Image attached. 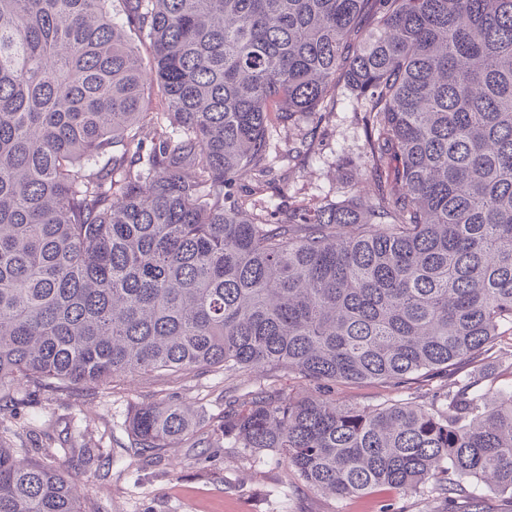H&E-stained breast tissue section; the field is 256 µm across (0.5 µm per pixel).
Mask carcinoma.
<instances>
[{
	"label": "carcinoma",
	"mask_w": 512,
	"mask_h": 512,
	"mask_svg": "<svg viewBox=\"0 0 512 512\" xmlns=\"http://www.w3.org/2000/svg\"><path fill=\"white\" fill-rule=\"evenodd\" d=\"M121 2L0 0V399L286 366L314 391L228 401L229 447L342 498L431 481L448 512H480L472 480L512 496V384L380 408L322 393L475 359L512 374V0ZM341 81L375 194L238 199L274 181L273 132L328 119ZM195 423L136 409V455ZM0 512H82L76 477L0 439Z\"/></svg>",
	"instance_id": "1"
}]
</instances>
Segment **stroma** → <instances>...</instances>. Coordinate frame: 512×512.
I'll list each match as a JSON object with an SVG mask.
<instances>
[{"label":"stroma","instance_id":"obj_1","mask_svg":"<svg viewBox=\"0 0 512 512\" xmlns=\"http://www.w3.org/2000/svg\"><path fill=\"white\" fill-rule=\"evenodd\" d=\"M328 123L313 127L308 115L281 129L272 140L278 182L244 191L275 205L281 201L315 206L358 193L368 197L377 181L367 162L366 136L353 117L346 90ZM314 131V151L303 164L287 159L288 140ZM300 395L311 385L296 372L249 369L227 373L208 368L174 377L142 375L113 378L106 386L76 385L47 391L35 385L17 387L14 399L0 408V435L15 448L38 449V458L75 475L85 512H379L395 502L400 512H443L432 485L403 495L388 487L361 496L338 498L309 489L296 470L277 453L255 458L227 447L218 428L224 402L263 386ZM436 381H411L395 390L375 382H340L329 396L353 406H383L396 400L424 401ZM179 402L196 414V425L161 461L133 457L128 421L141 405ZM94 458L84 466V455Z\"/></svg>","mask_w":512,"mask_h":512}]
</instances>
